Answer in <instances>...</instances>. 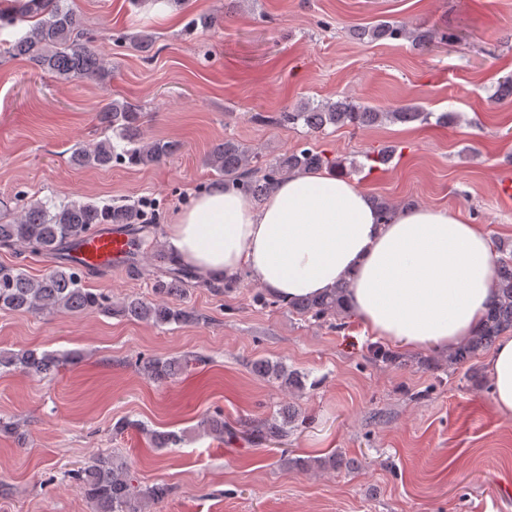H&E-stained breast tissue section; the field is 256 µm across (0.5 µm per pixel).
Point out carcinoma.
Listing matches in <instances>:
<instances>
[{
  "label": "carcinoma",
  "mask_w": 512,
  "mask_h": 512,
  "mask_svg": "<svg viewBox=\"0 0 512 512\" xmlns=\"http://www.w3.org/2000/svg\"><path fill=\"white\" fill-rule=\"evenodd\" d=\"M10 25L28 23V29L13 41L0 45V54L26 59L39 69L61 81H89L103 83L112 76V65L87 36L80 14L70 0H13V4L0 9V22ZM355 39L363 41L403 40L422 49L436 39V33L422 25H408L390 19L352 29ZM133 46L150 55L156 37L147 27H141L130 37ZM457 114L448 111L437 116L415 105H402L384 110L363 105L348 98L303 102L280 114L278 122L302 125L307 132L317 135L327 127H373L382 123H426L434 118L446 125ZM146 113L142 106L125 98L112 99L96 113L103 138L78 143L71 149L70 161L78 167L107 169L112 163L128 166L153 167L171 158L179 145L171 140L152 138L145 134ZM395 148L383 146L366 153L374 169L388 164ZM206 165L213 172L216 183L231 182L262 205L270 190L289 176L300 172L323 169L335 171L339 162L312 148L286 153L272 163L263 161L259 152L234 139L215 144L208 152ZM375 206L384 220L392 218L399 209L411 207L409 203H394L387 199L375 200ZM140 208L135 204L118 206L99 205L75 199L60 201L31 199L19 210L7 209L0 213V246H20L33 254H55L70 249L96 232L99 224H138ZM502 253L494 272V293L480 328L464 343L442 358L433 359L432 368L455 371L485 351L508 331H512V255L508 249L496 244ZM169 274L170 283L157 289L159 298L144 300L128 297L114 302L102 292L86 287L83 270L65 257L49 272L32 278L18 265L0 264V310L34 314H85L107 312L130 320L144 321L156 326L182 325L198 321L195 312L169 303L164 297L179 291L188 272L177 267ZM345 285L329 293L287 303L290 311L304 317L325 319L338 317L347 311ZM74 352L54 354L34 349L21 353L0 355V368L19 369L32 376H47L58 372L67 362H74ZM203 358H152L141 365L143 375L164 382L176 378L191 362ZM255 371L268 381L281 387L300 391L304 389V376L288 370L278 361L259 360ZM300 413L288 406L280 414L271 416L252 430V437L260 444L281 443L288 437V426L299 420ZM204 431L218 441H224V418L215 414L204 420ZM136 429L158 449L174 448L182 437L173 431L160 432L129 419L115 424V432ZM354 465V461L341 456L324 458H294L289 466L301 471L334 470L341 465ZM93 504L95 512H151V507L168 494L164 485L141 488L135 484L126 461L118 456H98L90 464L72 474Z\"/></svg>",
  "instance_id": "obj_1"
}]
</instances>
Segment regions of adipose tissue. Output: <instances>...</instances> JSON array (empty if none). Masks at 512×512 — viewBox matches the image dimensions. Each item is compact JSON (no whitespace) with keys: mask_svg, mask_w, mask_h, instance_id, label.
I'll use <instances>...</instances> for the list:
<instances>
[{"mask_svg":"<svg viewBox=\"0 0 512 512\" xmlns=\"http://www.w3.org/2000/svg\"><path fill=\"white\" fill-rule=\"evenodd\" d=\"M174 259L206 282L247 272L285 301L346 283V306L377 338L409 349L450 350L479 326L493 291L494 246L444 209L397 212L388 223L343 175L300 173L262 206L236 187L197 196L167 228ZM492 408L512 419V337L488 360Z\"/></svg>","mask_w":512,"mask_h":512,"instance_id":"ef3b65f1","label":"adipose tissue"}]
</instances>
